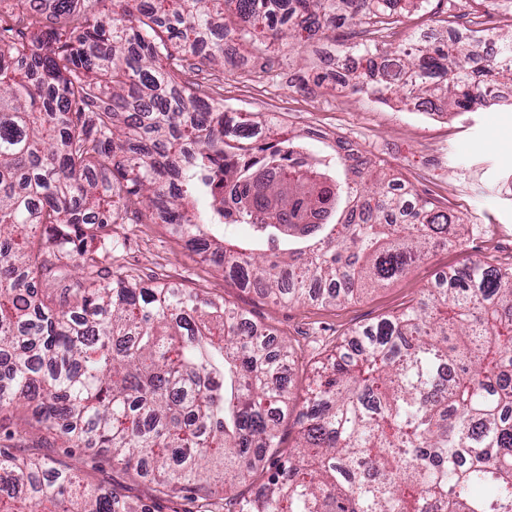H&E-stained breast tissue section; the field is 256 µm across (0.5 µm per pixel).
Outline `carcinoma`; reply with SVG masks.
<instances>
[{
  "label": "carcinoma",
  "instance_id": "1",
  "mask_svg": "<svg viewBox=\"0 0 512 512\" xmlns=\"http://www.w3.org/2000/svg\"><path fill=\"white\" fill-rule=\"evenodd\" d=\"M33 0L0 14V512H158L36 452L16 453L3 414L33 407L31 440L103 448L174 512H512V267L467 262L401 312L352 331L316 371L295 447L286 341L237 308L184 288L102 274L109 227L130 211L174 224L224 276L278 302L359 297L468 225L409 200L391 170L329 157L294 136L237 154L222 103L177 82L224 60L215 30L275 51L283 27L311 38L349 22L365 41L343 84L379 98L497 104L512 34L480 52L483 28L413 47L402 19L428 0ZM224 154V224L194 207ZM231 199L233 208L226 207ZM79 277L55 303L56 253ZM265 467L263 482L237 493Z\"/></svg>",
  "mask_w": 512,
  "mask_h": 512
}]
</instances>
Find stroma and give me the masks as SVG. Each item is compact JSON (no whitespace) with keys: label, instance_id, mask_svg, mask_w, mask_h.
Wrapping results in <instances>:
<instances>
[{"label":"stroma","instance_id":"1","mask_svg":"<svg viewBox=\"0 0 512 512\" xmlns=\"http://www.w3.org/2000/svg\"><path fill=\"white\" fill-rule=\"evenodd\" d=\"M223 63L211 66L204 92L228 112H245L269 127L281 124L326 153L347 139L363 157L384 162L417 196L464 219L462 245L431 248L423 261L387 286L361 298L324 306L307 301L280 305L179 242L169 225L136 216L112 227V265L145 285L168 284L223 300L266 327L273 341L288 340L292 404L281 421V445L297 438V413L318 361L359 326L400 312L422 297L439 275L469 261L512 264V105L480 107L432 118L414 105L377 103L336 82L334 37L307 41L303 57L288 44L263 55L228 42Z\"/></svg>","mask_w":512,"mask_h":512}]
</instances>
